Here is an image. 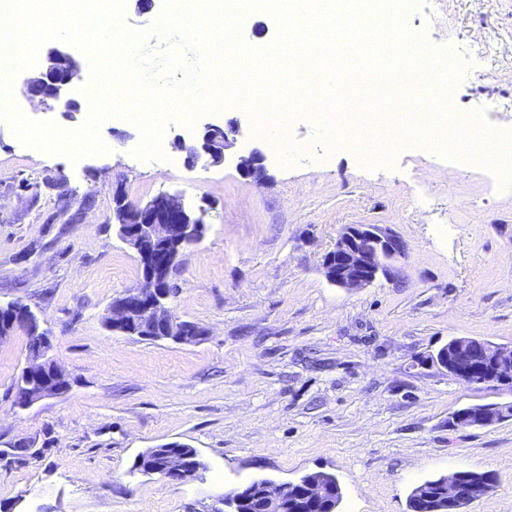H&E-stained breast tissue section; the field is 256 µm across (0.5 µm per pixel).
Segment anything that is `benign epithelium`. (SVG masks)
<instances>
[{"instance_id": "7a95c632", "label": "benign epithelium", "mask_w": 512, "mask_h": 512, "mask_svg": "<svg viewBox=\"0 0 512 512\" xmlns=\"http://www.w3.org/2000/svg\"><path fill=\"white\" fill-rule=\"evenodd\" d=\"M82 79L80 61L62 43L46 47L34 74L23 82V94L30 102L43 105L57 103L62 111L80 112L83 105L71 95L72 86ZM240 134V122L226 124L205 122L197 129L190 147L178 139L177 147L186 149L188 162L205 166L225 162L226 151L234 147ZM243 176L261 182L267 178L264 154L251 150L237 164ZM112 221L117 237L137 254L141 265L142 285L112 300L108 309V326L141 338L190 343L205 335L198 325L180 319L169 300L170 274L180 263L183 252L195 245L205 231L204 210L194 213L177 194L162 193L144 204H134L117 189L113 193ZM405 253V244L397 235L375 224L345 226L333 247L322 259L326 278L332 284L357 290L371 285L381 275L391 273L394 263ZM18 330L39 337L42 350L27 357L20 379L30 386V394L19 409H27L36 401L68 390L64 374L49 356L52 343L42 328L40 317L27 305L17 301L0 303V316ZM457 356L430 358L427 364L446 375L471 384L494 382L512 390V348L492 343H470L467 338L454 340ZM159 474L184 481L194 473L186 471L182 456H166ZM285 486L269 485L263 492L268 512H280Z\"/></svg>"}]
</instances>
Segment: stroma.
Masks as SVG:
<instances>
[{"label": "stroma", "instance_id": "1", "mask_svg": "<svg viewBox=\"0 0 512 512\" xmlns=\"http://www.w3.org/2000/svg\"><path fill=\"white\" fill-rule=\"evenodd\" d=\"M434 47L471 65L451 95L455 113L483 111L512 129V0H421L406 17ZM27 117L80 128L29 102ZM224 164L189 165L165 130V159L134 152L139 127L106 118L107 153L71 161L24 145L0 119V300L40 314L67 392L20 411L14 384L27 339L0 342V512H217L224 493L256 478L294 481L324 471L339 512H409L424 479L491 472L495 487L464 512H512V419L450 427L459 409L511 403L496 384H470L422 365L449 339L512 347V187L432 148L396 145L391 167H363L353 147H326L317 118L295 119L297 161L252 134L243 108ZM266 156L268 179L242 176L239 156ZM144 203L181 194L205 207L202 240L172 275L180 319L205 331L176 344L109 329L112 299L140 287L137 255L112 223V195ZM374 224L406 252L391 277L359 290L322 270L344 225ZM178 442L202 468L176 482L136 471L147 449Z\"/></svg>", "mask_w": 512, "mask_h": 512}]
</instances>
